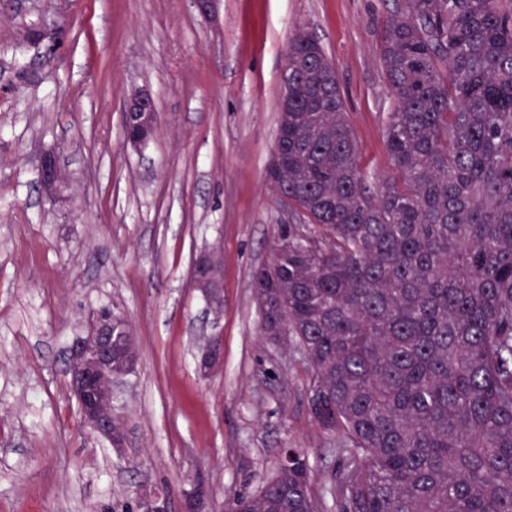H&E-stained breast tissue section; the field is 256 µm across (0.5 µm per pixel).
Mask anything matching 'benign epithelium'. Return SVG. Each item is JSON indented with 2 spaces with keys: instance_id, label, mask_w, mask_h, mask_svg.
Wrapping results in <instances>:
<instances>
[{
  "instance_id": "7a95c632",
  "label": "benign epithelium",
  "mask_w": 512,
  "mask_h": 512,
  "mask_svg": "<svg viewBox=\"0 0 512 512\" xmlns=\"http://www.w3.org/2000/svg\"><path fill=\"white\" fill-rule=\"evenodd\" d=\"M142 123L157 129L158 118L150 95L136 91L125 104L123 124L126 128L127 145L137 148L142 140L131 134V127ZM40 185L45 197L57 201L61 197L64 168L54 151L42 154L39 161ZM210 255L200 254L190 272V282L216 308L223 304L224 275L220 265L209 263ZM123 319L110 307L95 310L88 318L81 335L75 337L68 349L66 371L69 389L76 399L86 426L105 440L109 448L121 456L128 447L123 420L115 410L116 393L120 383L134 373L139 351L135 337H130L134 355L122 366L113 363L112 323ZM223 351L217 342L211 343L201 354L199 365L205 372L221 366ZM209 503V491L204 485L195 486L184 503L188 512H203ZM137 512H169L168 501L151 492H141L136 497Z\"/></svg>"
}]
</instances>
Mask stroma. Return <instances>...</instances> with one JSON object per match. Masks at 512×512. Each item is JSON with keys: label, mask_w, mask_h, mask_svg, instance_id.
<instances>
[{"label": "stroma", "mask_w": 512, "mask_h": 512, "mask_svg": "<svg viewBox=\"0 0 512 512\" xmlns=\"http://www.w3.org/2000/svg\"><path fill=\"white\" fill-rule=\"evenodd\" d=\"M392 0H0V512H135L154 491L180 512L205 482L214 512L257 493L301 449L320 512H337L339 435L310 406L312 371L259 336L254 273L298 221L267 180L288 39L311 34L336 68L369 185L393 173L395 106L380 33ZM155 101L154 137L124 143L125 101ZM70 187L41 194L44 151ZM224 303L190 286L202 252ZM112 306L139 349L118 389L124 455L80 418L68 348ZM220 339L224 364L199 369Z\"/></svg>", "instance_id": "stroma-1"}]
</instances>
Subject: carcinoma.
<instances>
[{
	"label": "carcinoma",
	"instance_id": "1",
	"mask_svg": "<svg viewBox=\"0 0 512 512\" xmlns=\"http://www.w3.org/2000/svg\"><path fill=\"white\" fill-rule=\"evenodd\" d=\"M381 41L395 177L371 187L334 65L289 38L268 181L302 224L255 273L259 331L341 434L338 512H512V0H397ZM230 512H318L306 456Z\"/></svg>",
	"mask_w": 512,
	"mask_h": 512
}]
</instances>
